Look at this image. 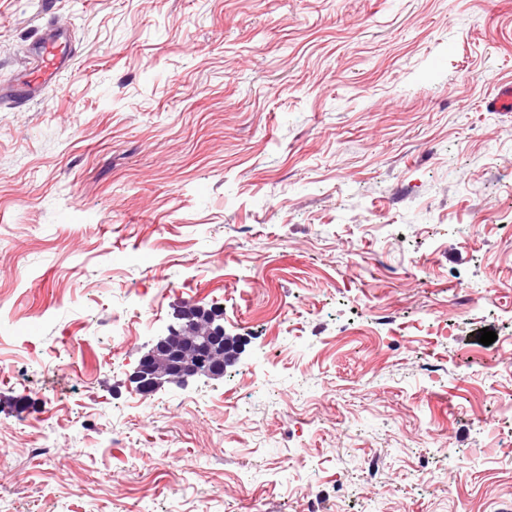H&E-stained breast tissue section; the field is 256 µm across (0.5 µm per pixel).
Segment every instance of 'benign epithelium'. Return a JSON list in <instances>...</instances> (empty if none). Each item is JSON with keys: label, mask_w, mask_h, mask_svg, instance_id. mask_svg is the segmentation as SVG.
I'll return each instance as SVG.
<instances>
[{"label": "benign epithelium", "mask_w": 512, "mask_h": 512, "mask_svg": "<svg viewBox=\"0 0 512 512\" xmlns=\"http://www.w3.org/2000/svg\"><path fill=\"white\" fill-rule=\"evenodd\" d=\"M187 317L188 308L179 309L177 318L182 320L179 328L171 329L169 335L160 338L153 346L152 352L142 359L135 373V379L139 381L138 390L141 391L145 388L155 390L165 379L172 382L185 381L198 375H212L206 358L220 349L219 342L224 332L223 326L215 324L218 317L217 311L208 310L209 327L204 331L194 332V336L191 337L197 354L196 365L192 369L184 371L180 369L181 354L175 350L172 343L176 339V335L190 330V327L184 323Z\"/></svg>", "instance_id": "1"}]
</instances>
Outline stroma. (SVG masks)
I'll return each mask as SVG.
<instances>
[{"mask_svg":"<svg viewBox=\"0 0 512 512\" xmlns=\"http://www.w3.org/2000/svg\"><path fill=\"white\" fill-rule=\"evenodd\" d=\"M53 23L0 103V512H512V0H0V89ZM182 306L236 362L142 394ZM61 29L49 25L31 51L32 78L23 84L15 96L26 101H33L42 96L50 83L48 76L70 65L71 56L67 51Z\"/></svg>","mask_w":512,"mask_h":512,"instance_id":"stroma-1","label":"stroma"}]
</instances>
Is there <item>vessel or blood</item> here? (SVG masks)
I'll return each mask as SVG.
<instances>
[{
  "instance_id": "vessel-or-blood-1",
  "label": "vessel or blood",
  "mask_w": 512,
  "mask_h": 512,
  "mask_svg": "<svg viewBox=\"0 0 512 512\" xmlns=\"http://www.w3.org/2000/svg\"><path fill=\"white\" fill-rule=\"evenodd\" d=\"M32 77L16 92L18 98L32 101L42 96L49 78L69 66L71 56L61 29L47 27L31 51Z\"/></svg>"
}]
</instances>
